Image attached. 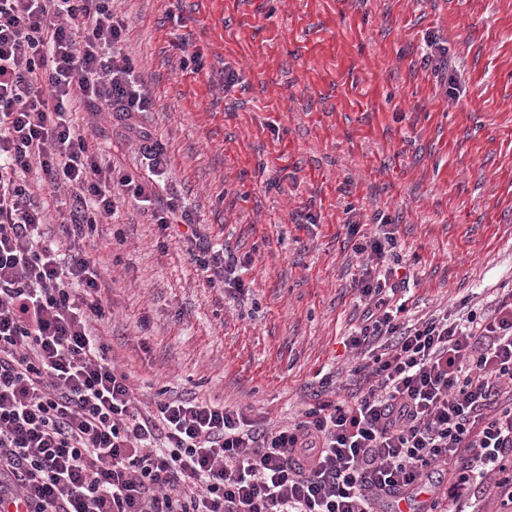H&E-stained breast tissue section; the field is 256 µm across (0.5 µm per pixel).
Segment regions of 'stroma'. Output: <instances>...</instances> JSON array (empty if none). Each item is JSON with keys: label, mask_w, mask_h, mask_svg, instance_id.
<instances>
[{"label": "stroma", "mask_w": 512, "mask_h": 512, "mask_svg": "<svg viewBox=\"0 0 512 512\" xmlns=\"http://www.w3.org/2000/svg\"><path fill=\"white\" fill-rule=\"evenodd\" d=\"M151 98L157 191L200 238L121 202L80 247L110 304L94 329L142 405L195 397L279 424L334 399L356 364L360 259L347 227L394 225L402 320L512 289V0H112ZM185 40V49L176 41ZM448 50L447 74L430 54ZM235 83L225 87L224 74ZM95 142L134 178L108 115ZM249 256L244 292L192 247Z\"/></svg>", "instance_id": "stroma-1"}]
</instances>
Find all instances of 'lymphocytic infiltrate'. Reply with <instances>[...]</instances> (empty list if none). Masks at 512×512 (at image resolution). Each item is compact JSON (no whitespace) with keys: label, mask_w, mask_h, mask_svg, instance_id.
I'll list each match as a JSON object with an SVG mask.
<instances>
[{"label":"lymphocytic infiltrate","mask_w":512,"mask_h":512,"mask_svg":"<svg viewBox=\"0 0 512 512\" xmlns=\"http://www.w3.org/2000/svg\"><path fill=\"white\" fill-rule=\"evenodd\" d=\"M110 3L0 0V512L19 499L29 512H378L425 492V512H480L492 490L512 512V290L481 313L400 322L390 224L355 246L365 311L344 345L363 356L365 391L273 427L195 398L142 410L91 333L106 316L96 258L44 238L51 204L82 238L130 197L197 239L189 213L101 163L76 121L107 113L148 169L163 163ZM200 266L242 290L229 249Z\"/></svg>","instance_id":"obj_1"}]
</instances>
